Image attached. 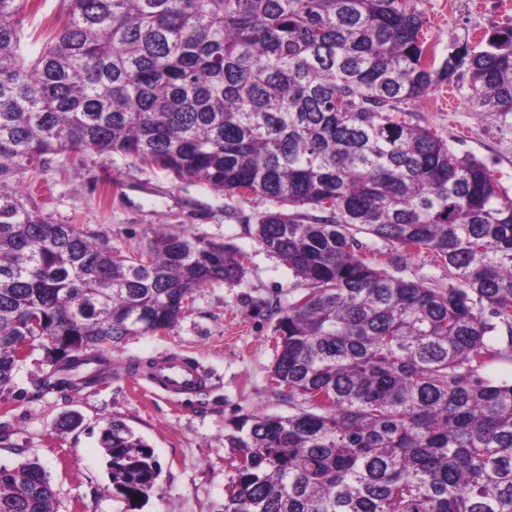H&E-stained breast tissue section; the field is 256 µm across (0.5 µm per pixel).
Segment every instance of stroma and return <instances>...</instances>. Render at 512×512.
<instances>
[{
    "mask_svg": "<svg viewBox=\"0 0 512 512\" xmlns=\"http://www.w3.org/2000/svg\"><path fill=\"white\" fill-rule=\"evenodd\" d=\"M430 21L429 44L438 58L474 46L484 33L512 28V0H419ZM459 87L441 85L409 102L410 123L429 128L460 155L481 160L512 193V116L499 120L473 111ZM29 191L43 212L60 224L104 232L114 249L132 255L157 232L187 231L224 243L245 257L240 280H219L193 291L178 321L157 334L127 337L112 347L103 380L88 388L37 395L32 383L46 369L35 351L10 392L0 395V468L35 459L56 495L57 512H224L232 471L224 435L250 414L294 412L285 389L271 382L275 362V307H287L301 281L258 240L259 215L273 202L227 197L201 182L140 165L116 155L86 152L82 160L54 155ZM393 275L430 288L447 287L448 271L424 254L395 257ZM182 353L210 374L208 387L184 400L152 392L136 368L156 357ZM77 413L78 427L62 426ZM118 418L154 450L160 465L155 490L142 501L116 493L100 443L107 420Z\"/></svg>",
    "mask_w": 512,
    "mask_h": 512,
    "instance_id": "1",
    "label": "stroma"
}]
</instances>
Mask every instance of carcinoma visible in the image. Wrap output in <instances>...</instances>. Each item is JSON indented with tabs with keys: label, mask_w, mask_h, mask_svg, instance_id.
I'll return each mask as SVG.
<instances>
[{
	"label": "carcinoma",
	"mask_w": 512,
	"mask_h": 512,
	"mask_svg": "<svg viewBox=\"0 0 512 512\" xmlns=\"http://www.w3.org/2000/svg\"><path fill=\"white\" fill-rule=\"evenodd\" d=\"M34 56L0 0V393L49 339L87 350L41 394L101 381L105 352L155 334L244 255L180 232L136 255L22 194L62 152L130 156L229 197L280 204L255 232L305 285L279 309L271 379L296 411L225 435L224 512H512V198L402 105L467 73L476 112L512 114V28L437 61L418 0H63ZM395 251L448 267L398 278ZM507 336H499L500 328ZM101 445L128 500L160 474L122 420ZM0 470V512H56L42 466ZM388 270L396 277L419 282L430 288H446L451 282L448 280V269L426 254L397 256Z\"/></svg>",
	"instance_id": "1"
}]
</instances>
